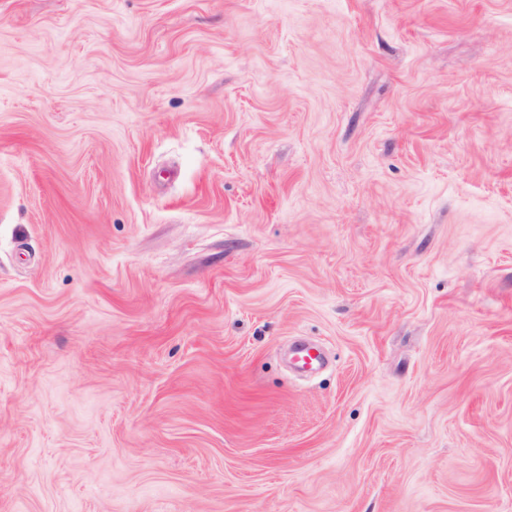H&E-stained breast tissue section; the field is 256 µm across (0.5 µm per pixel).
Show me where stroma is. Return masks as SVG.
Instances as JSON below:
<instances>
[{"label": "stroma", "mask_w": 512, "mask_h": 512, "mask_svg": "<svg viewBox=\"0 0 512 512\" xmlns=\"http://www.w3.org/2000/svg\"><path fill=\"white\" fill-rule=\"evenodd\" d=\"M0 512H512V0H0Z\"/></svg>", "instance_id": "stroma-1"}]
</instances>
